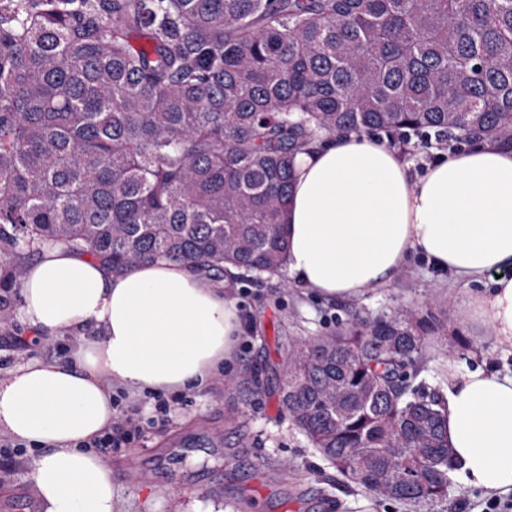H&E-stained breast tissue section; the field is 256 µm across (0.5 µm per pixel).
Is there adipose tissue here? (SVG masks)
<instances>
[{
  "label": "adipose tissue",
  "mask_w": 512,
  "mask_h": 512,
  "mask_svg": "<svg viewBox=\"0 0 512 512\" xmlns=\"http://www.w3.org/2000/svg\"><path fill=\"white\" fill-rule=\"evenodd\" d=\"M280 230L293 282L324 299L387 286L412 253L491 288L470 319L512 347V150L483 142L411 178L397 154L346 134L299 155ZM19 316L77 341L68 360L31 359L0 378V431L39 444L30 463L41 512H114L112 471L85 448L112 423V390H200L232 371L246 333L237 299L169 261L115 274L64 245L44 249L18 290ZM465 486L512 494V376H449L441 410Z\"/></svg>",
  "instance_id": "obj_1"
}]
</instances>
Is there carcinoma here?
I'll return each instance as SVG.
<instances>
[{"label": "carcinoma", "instance_id": "obj_1", "mask_svg": "<svg viewBox=\"0 0 512 512\" xmlns=\"http://www.w3.org/2000/svg\"><path fill=\"white\" fill-rule=\"evenodd\" d=\"M377 130L512 149V0H0V328L48 245L282 271L296 156ZM435 321L292 342L279 400L337 471L420 510L454 469L444 399L414 385Z\"/></svg>", "mask_w": 512, "mask_h": 512}]
</instances>
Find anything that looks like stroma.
<instances>
[{
	"label": "stroma",
	"instance_id": "35a3bbf8",
	"mask_svg": "<svg viewBox=\"0 0 512 512\" xmlns=\"http://www.w3.org/2000/svg\"><path fill=\"white\" fill-rule=\"evenodd\" d=\"M492 274L463 282L430 267L415 254L389 285L356 300H324L305 293L288 276L235 281L248 333L236 351L235 375L250 380L258 369L259 392L227 390L224 374L203 390L186 391L171 407L168 423L145 426L130 446L114 449V512H412L410 505L378 497L348 483L294 427L277 403L275 375L283 369L288 342L331 333L353 313L432 310L441 322L425 339L426 364L417 381L446 392L448 373L463 376L481 367L512 375V348L494 347L485 329L466 320L463 305L489 288ZM56 339H38L17 353L0 335V377L39 357L60 358ZM184 454L151 478L158 455L175 445ZM29 455L0 456V502L34 498Z\"/></svg>",
	"mask_w": 512,
	"mask_h": 512
}]
</instances>
